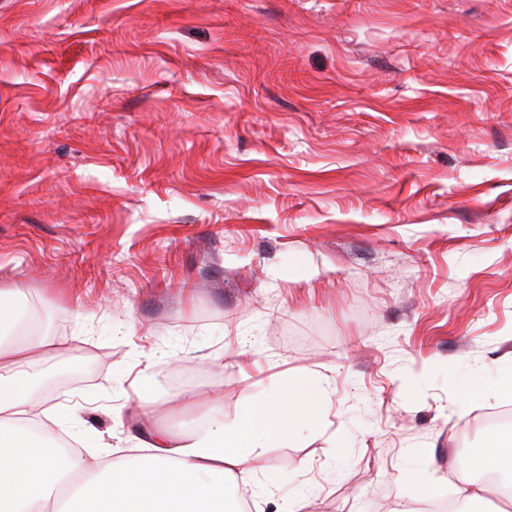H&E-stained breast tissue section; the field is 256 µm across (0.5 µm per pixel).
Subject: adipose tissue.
<instances>
[{
	"label": "adipose tissue",
	"mask_w": 512,
	"mask_h": 512,
	"mask_svg": "<svg viewBox=\"0 0 512 512\" xmlns=\"http://www.w3.org/2000/svg\"><path fill=\"white\" fill-rule=\"evenodd\" d=\"M8 297L0 290V512H242L237 477L255 472L266 448L293 436L286 396L302 392L303 375L289 377L286 393L202 430L154 433L124 463L113 462L107 443L88 455L77 448L63 455L43 440L56 416L33 398L24 375L31 349L51 357L57 349L20 323ZM462 467L470 474L465 501H485L497 486L482 474L512 481V436L489 433Z\"/></svg>",
	"instance_id": "ef3b65f1"
}]
</instances>
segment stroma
<instances>
[{"label": "stroma", "instance_id": "obj_1", "mask_svg": "<svg viewBox=\"0 0 512 512\" xmlns=\"http://www.w3.org/2000/svg\"><path fill=\"white\" fill-rule=\"evenodd\" d=\"M1 288L74 447L301 373L254 512L457 496L512 407L463 386L512 361V0H0Z\"/></svg>", "mask_w": 512, "mask_h": 512}]
</instances>
